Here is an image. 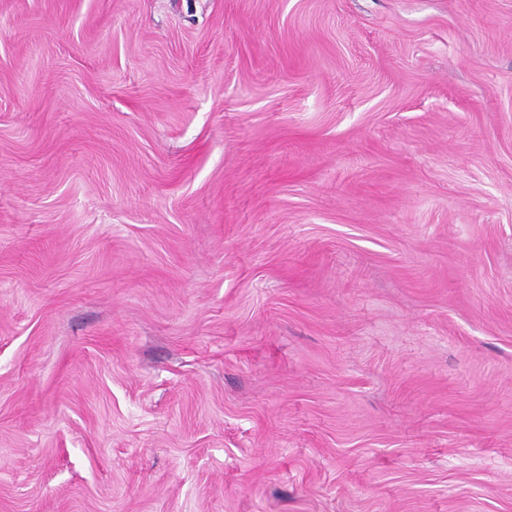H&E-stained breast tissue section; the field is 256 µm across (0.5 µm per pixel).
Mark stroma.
<instances>
[{
	"instance_id": "obj_1",
	"label": "stroma",
	"mask_w": 512,
	"mask_h": 512,
	"mask_svg": "<svg viewBox=\"0 0 512 512\" xmlns=\"http://www.w3.org/2000/svg\"><path fill=\"white\" fill-rule=\"evenodd\" d=\"M0 512H512V0H0Z\"/></svg>"
}]
</instances>
